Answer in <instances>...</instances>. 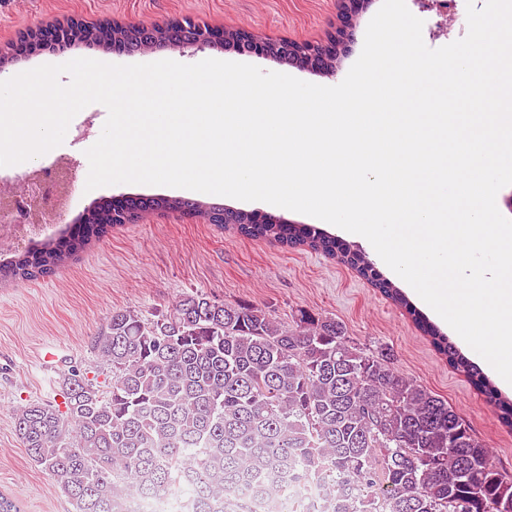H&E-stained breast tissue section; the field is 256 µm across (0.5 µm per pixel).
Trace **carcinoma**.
I'll use <instances>...</instances> for the list:
<instances>
[{
    "label": "carcinoma",
    "mask_w": 512,
    "mask_h": 512,
    "mask_svg": "<svg viewBox=\"0 0 512 512\" xmlns=\"http://www.w3.org/2000/svg\"><path fill=\"white\" fill-rule=\"evenodd\" d=\"M190 18L164 25L103 23L94 46L128 54L199 33ZM182 212L252 239L305 246L355 269L416 321L512 424V399L458 352L365 253L309 224L181 197L102 199L79 224L0 260V284L48 277L112 228ZM112 373L101 386L62 375L64 406L19 408L28 457L61 479L74 512H128L144 499L185 495L191 512H512V477L490 461L448 401L397 372L382 353L352 344L333 318L269 311L185 293L151 318L115 311L93 339Z\"/></svg>",
    "instance_id": "cac0c4a2"
}]
</instances>
